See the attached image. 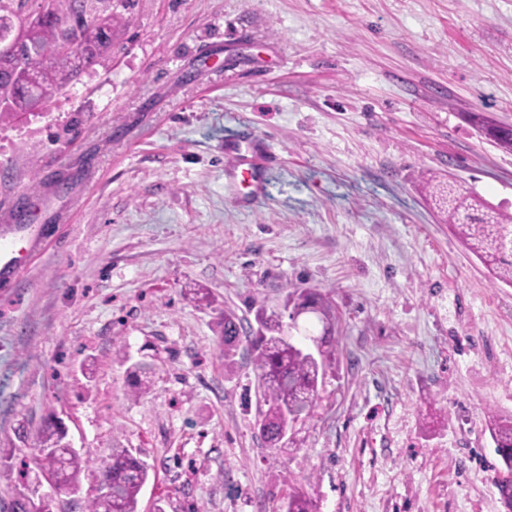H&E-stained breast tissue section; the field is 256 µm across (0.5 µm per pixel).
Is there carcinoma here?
Listing matches in <instances>:
<instances>
[{"mask_svg":"<svg viewBox=\"0 0 512 512\" xmlns=\"http://www.w3.org/2000/svg\"><path fill=\"white\" fill-rule=\"evenodd\" d=\"M22 4L0 0V40L12 36L15 24H23ZM52 17L26 27L24 41L9 68L0 74V124L34 114L53 96L92 67L101 64L112 49L121 17L104 0H51ZM68 23L77 60L60 44L59 24ZM476 127L505 151L512 152V129L492 123L480 113L472 114ZM440 211L447 214L454 234L493 273L494 278L512 286V217L498 213L483 200L465 195L452 183L428 186ZM284 309L305 313L297 336L285 332L283 313L259 312L256 320L264 335L250 336L257 377L262 381L259 432L271 448L279 446L283 431L291 430L302 416L310 414L318 395L319 381L336 355L335 328L330 303L319 292L294 291L287 295ZM243 325L235 314L224 313V359L239 341ZM314 336L320 344L318 355L309 353L303 338ZM135 394L148 393L152 367L134 366ZM488 430L503 462L495 481L504 512H512V419L495 420ZM64 438L62 430L49 423L40 436L44 468L59 488L79 487L82 478L110 481V492L95 490L87 498L86 512H138V495L148 479L150 466L127 448H114L109 459L91 466L93 459L74 451L53 452ZM281 508L285 512H316L313 502L298 487L290 488Z\"/></svg>","mask_w":512,"mask_h":512,"instance_id":"1","label":"carcinoma"}]
</instances>
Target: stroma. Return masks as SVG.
<instances>
[{"label": "stroma", "mask_w": 512, "mask_h": 512, "mask_svg": "<svg viewBox=\"0 0 512 512\" xmlns=\"http://www.w3.org/2000/svg\"><path fill=\"white\" fill-rule=\"evenodd\" d=\"M124 17L103 65L0 126V235L57 230L0 287V512L46 491L51 414L78 452L149 464L139 512H259L293 485L317 512H503L486 419L512 418V286L423 182L512 214V153L468 120L512 126V0H130ZM246 138L280 158L257 202L231 176ZM303 289L336 307V363L271 448L224 313L249 331ZM243 325L234 313H224V331L222 332V342H224V360L228 361L230 352L235 347V343L239 341Z\"/></svg>", "instance_id": "obj_1"}]
</instances>
